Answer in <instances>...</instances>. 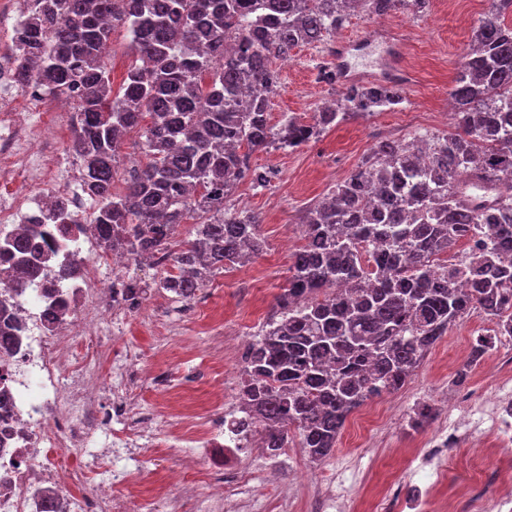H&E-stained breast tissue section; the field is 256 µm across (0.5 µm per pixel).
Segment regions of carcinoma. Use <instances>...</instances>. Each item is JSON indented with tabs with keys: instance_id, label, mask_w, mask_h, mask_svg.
Masks as SVG:
<instances>
[{
	"instance_id": "1",
	"label": "carcinoma",
	"mask_w": 512,
	"mask_h": 512,
	"mask_svg": "<svg viewBox=\"0 0 512 512\" xmlns=\"http://www.w3.org/2000/svg\"><path fill=\"white\" fill-rule=\"evenodd\" d=\"M41 0L15 29L31 66L17 81L62 94L79 90L81 130L69 151L82 160L96 203L91 231L107 247L147 259L169 249L194 219V238L173 253L174 271L155 281L181 299L215 272L247 264L265 241L259 218L225 201L245 177L268 172L255 151L297 149L351 118L402 100L395 86L349 84L305 123H269L273 67L295 47L323 42L352 10L422 13L431 0ZM512 0H491L473 29L449 92L454 130L381 141L302 217L304 245L288 287L251 352L245 404L266 421L263 447H288L290 430L309 457L328 456L348 415L401 389L448 328L476 315L494 323L471 363L512 337ZM124 27L150 67L131 66L118 90L106 64L112 31ZM235 54L224 56V41ZM140 133L148 162L113 191L117 152ZM483 240L462 268L437 263L461 239ZM464 279L466 288L456 287Z\"/></svg>"
}]
</instances>
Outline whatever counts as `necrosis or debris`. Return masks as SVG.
Listing matches in <instances>:
<instances>
[{
  "mask_svg": "<svg viewBox=\"0 0 512 512\" xmlns=\"http://www.w3.org/2000/svg\"><path fill=\"white\" fill-rule=\"evenodd\" d=\"M21 52L9 30L0 31V330L14 336L0 347V512H134L141 462L191 460L196 472L158 470L162 490L150 512H253L251 475L268 459L242 460L264 430L259 416L247 428L236 397L225 394L218 373L225 359L245 365L248 346L216 339L209 364L192 382L208 383L209 415L185 413L180 423L154 429L156 408L134 393L137 353L103 335L132 311L153 306L156 289L128 290L130 254L93 244L85 223L94 208L82 172L61 148V132L76 134L80 114L60 111L58 100L36 88H20L15 72ZM25 236L35 258L19 284L6 279L13 264L1 246ZM83 362L73 366L76 348ZM109 372L116 396L100 398ZM458 415L421 442L404 473L374 485L372 496L317 497L315 512H512V389L464 401ZM107 435L106 454L88 451L95 434ZM478 448L492 465L459 479L449 449ZM97 481H90L93 467ZM501 492L484 505L477 489Z\"/></svg>",
  "mask_w": 512,
  "mask_h": 512,
  "instance_id": "necrosis-or-debris-1",
  "label": "necrosis or debris"
}]
</instances>
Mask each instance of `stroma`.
<instances>
[{
  "mask_svg": "<svg viewBox=\"0 0 512 512\" xmlns=\"http://www.w3.org/2000/svg\"><path fill=\"white\" fill-rule=\"evenodd\" d=\"M488 8V0H432L429 10L418 16L402 11L380 17L360 12L349 18L341 36L352 70L369 78L384 75L387 58L400 52L403 70L416 75L404 87L405 102L390 111L344 122L298 150L270 148L253 154L254 167L281 169L279 183L256 193L250 191L249 180H242L238 193L229 196L227 203L259 215L264 253L252 264L210 278L206 289L224 317L211 320L208 326L180 321L167 329L151 309L136 310L121 335L136 348L140 373H147L151 363L164 361L174 376L185 375L204 363L212 332L246 335L260 318L272 316L277 297L288 284L291 265L292 254L283 243L289 237L300 239V217L306 206L330 193L379 141L444 132L439 116L448 109L452 78L469 49L473 27ZM399 29L407 33L402 45L395 36ZM290 57L292 64L280 72L270 112L276 121L286 112L306 121L330 98L331 88L316 80L318 51L305 45L293 49ZM490 328V322L476 316L450 327L402 389L367 401V409L386 414L377 433L360 431L353 421H346L333 453L318 462L303 452L297 438H290L287 469L272 479L264 474L256 479L261 512H283V505L291 501L296 512H306L307 497L324 488L340 484L347 494L355 495L363 488L364 477L401 472L404 462L396 446L408 447L422 438L403 419L415 400L436 409L434 423L439 426L447 420L446 405L454 396L491 393L494 364L512 356V338L501 337L496 350L480 365H467L476 337ZM464 368L469 371L467 380L454 385L456 373Z\"/></svg>",
  "mask_w": 512,
  "mask_h": 512,
  "instance_id": "35a3bbf8",
  "label": "stroma"
}]
</instances>
